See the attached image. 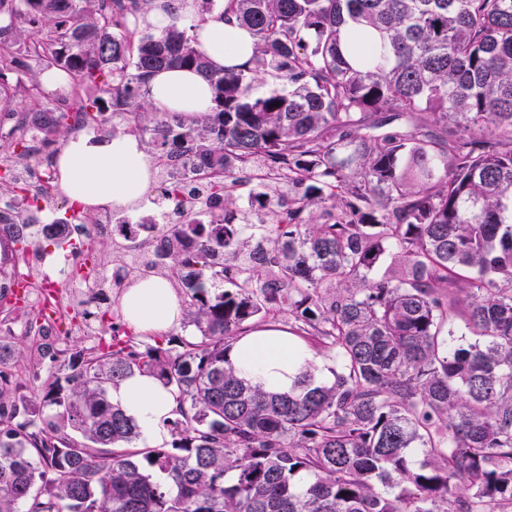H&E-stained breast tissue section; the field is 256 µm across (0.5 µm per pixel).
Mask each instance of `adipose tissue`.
Here are the masks:
<instances>
[{"label": "adipose tissue", "mask_w": 512, "mask_h": 512, "mask_svg": "<svg viewBox=\"0 0 512 512\" xmlns=\"http://www.w3.org/2000/svg\"><path fill=\"white\" fill-rule=\"evenodd\" d=\"M197 35L201 51L217 71L242 64L253 53V33L238 23L224 22L216 12L208 15ZM149 98L160 111L186 116L203 115L212 106L209 84L183 69L154 72ZM54 168L61 192L88 210H135L152 181V162L145 147L130 134L108 138L71 134L55 157ZM118 304L126 325L142 336L167 331L185 318L181 297L160 277L133 283L123 290ZM230 357L239 377L269 392L290 390L300 373L315 362L309 343L275 326H257L239 334ZM112 400L135 419L147 443L163 442L165 421L172 417L176 400L157 379L139 373L129 376L113 388Z\"/></svg>", "instance_id": "obj_1"}]
</instances>
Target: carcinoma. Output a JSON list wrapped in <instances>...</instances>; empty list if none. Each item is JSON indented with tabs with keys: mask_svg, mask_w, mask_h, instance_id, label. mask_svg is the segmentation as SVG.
<instances>
[{
	"mask_svg": "<svg viewBox=\"0 0 512 512\" xmlns=\"http://www.w3.org/2000/svg\"><path fill=\"white\" fill-rule=\"evenodd\" d=\"M213 2L188 18L169 0H0L6 147L28 125L72 131L26 107L41 84L7 79L63 70L82 122L150 134L158 198L207 212L129 263L178 284L191 336L112 322L34 399L0 391V512H512V0H226L256 47L223 71L191 35ZM161 68L203 75L210 110L154 111ZM268 77L283 88L253 94ZM66 232L0 223L22 250ZM282 311L336 355L333 381L237 376L232 341ZM23 353L0 340L1 382ZM136 372L176 396L161 445L112 402Z\"/></svg>",
	"mask_w": 512,
	"mask_h": 512,
	"instance_id": "obj_1",
	"label": "carcinoma"
}]
</instances>
